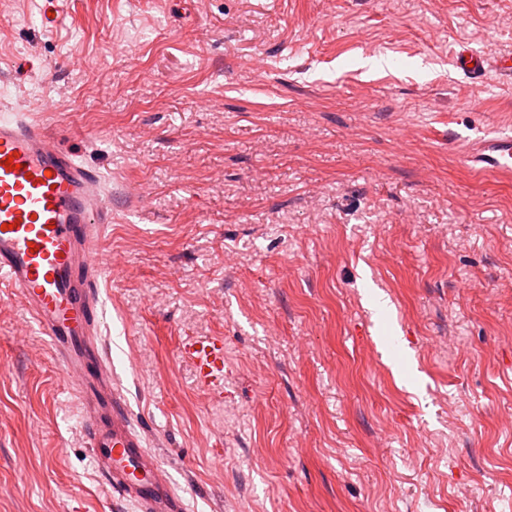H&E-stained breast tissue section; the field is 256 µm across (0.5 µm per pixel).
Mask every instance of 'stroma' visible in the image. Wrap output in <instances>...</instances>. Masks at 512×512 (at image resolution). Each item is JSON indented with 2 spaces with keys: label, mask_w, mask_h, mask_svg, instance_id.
I'll return each mask as SVG.
<instances>
[{
  "label": "stroma",
  "mask_w": 512,
  "mask_h": 512,
  "mask_svg": "<svg viewBox=\"0 0 512 512\" xmlns=\"http://www.w3.org/2000/svg\"><path fill=\"white\" fill-rule=\"evenodd\" d=\"M43 7L0 0V101L112 194L100 339L185 512H512V175L466 159L512 82L452 63L512 0ZM83 426L0 284V512H138ZM182 354L192 363L199 387L214 390L224 381L223 340H189L183 346Z\"/></svg>",
  "instance_id": "35a3bbf8"
}]
</instances>
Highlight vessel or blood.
I'll return each instance as SVG.
<instances>
[{
    "label": "vessel or blood",
    "mask_w": 512,
    "mask_h": 512,
    "mask_svg": "<svg viewBox=\"0 0 512 512\" xmlns=\"http://www.w3.org/2000/svg\"><path fill=\"white\" fill-rule=\"evenodd\" d=\"M455 65L475 80L491 73L512 80V55L491 60L465 48ZM12 155L19 166L10 170ZM467 156L478 172L511 175L512 133L475 140ZM111 221L98 173L29 112L0 115V277L24 300L77 381L95 469L142 512H185L168 472L134 427L96 337L98 282L105 275L97 259L100 227ZM182 353L199 387L212 390L223 382V340H191Z\"/></svg>",
    "instance_id": "1"
}]
</instances>
